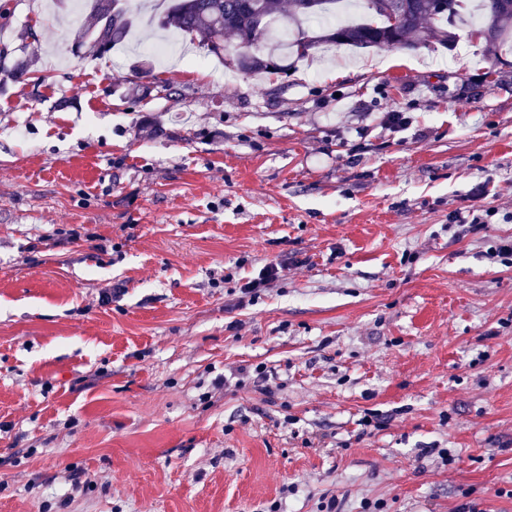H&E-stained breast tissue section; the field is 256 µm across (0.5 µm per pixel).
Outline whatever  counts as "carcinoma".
Returning <instances> with one entry per match:
<instances>
[{
	"instance_id": "carcinoma-1",
	"label": "carcinoma",
	"mask_w": 512,
	"mask_h": 512,
	"mask_svg": "<svg viewBox=\"0 0 512 512\" xmlns=\"http://www.w3.org/2000/svg\"><path fill=\"white\" fill-rule=\"evenodd\" d=\"M95 29L75 33V44L90 55L102 56L124 42L131 28L130 13L121 0H112L117 16L105 12L103 0H91ZM342 0H292L291 9L280 13L278 0H173L160 21L192 37L201 34L210 54L237 71L288 75V60L303 59L323 45L356 49L407 47L418 41L454 46L456 31L483 33L487 52L503 58L512 44V0H388L399 15L393 38L373 26L372 0H364L368 17L360 22L328 21L326 5ZM307 50L295 49L296 37ZM35 58L17 62L6 76L19 83L27 80Z\"/></svg>"
}]
</instances>
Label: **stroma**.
Here are the masks:
<instances>
[{
    "instance_id": "1",
    "label": "stroma",
    "mask_w": 512,
    "mask_h": 512,
    "mask_svg": "<svg viewBox=\"0 0 512 512\" xmlns=\"http://www.w3.org/2000/svg\"><path fill=\"white\" fill-rule=\"evenodd\" d=\"M68 7L0 0V512H512V66L96 58Z\"/></svg>"
}]
</instances>
